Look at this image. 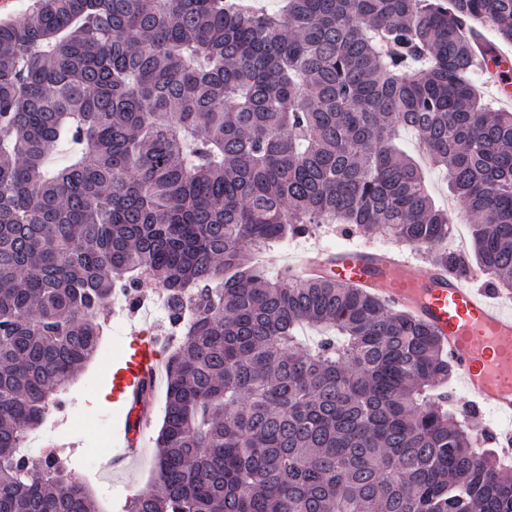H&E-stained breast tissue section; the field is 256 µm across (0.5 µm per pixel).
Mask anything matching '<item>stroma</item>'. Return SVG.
Here are the masks:
<instances>
[{
  "instance_id": "35a3bbf8",
  "label": "stroma",
  "mask_w": 512,
  "mask_h": 512,
  "mask_svg": "<svg viewBox=\"0 0 512 512\" xmlns=\"http://www.w3.org/2000/svg\"><path fill=\"white\" fill-rule=\"evenodd\" d=\"M360 242V237L339 225L321 224L307 237L276 246L269 254L266 269L275 274L317 250H336ZM101 316L106 329L96 355L63 394L62 405L50 406L44 424L31 439L33 447H54L70 459L74 473L85 475L101 512H122L126 498L153 481L155 439L164 416L166 381L158 379L148 401L151 426L138 442V453L116 467L112 464V424L116 418L125 416L128 408L108 398L112 371L122 359L124 345L135 333L156 338L162 355L166 356L178 332L171 325L156 289L139 296H115Z\"/></svg>"
}]
</instances>
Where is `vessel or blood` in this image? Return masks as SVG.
<instances>
[{"label": "vessel or blood", "instance_id": "b4317fda", "mask_svg": "<svg viewBox=\"0 0 512 512\" xmlns=\"http://www.w3.org/2000/svg\"><path fill=\"white\" fill-rule=\"evenodd\" d=\"M288 273L329 275L376 291L389 305L427 322L439 332L471 405L512 418V312L498 303L492 290L473 287L471 278L444 269L417 268L400 249L320 250L289 267ZM158 360L155 341H132L112 374L113 401L148 397Z\"/></svg>", "mask_w": 512, "mask_h": 512}]
</instances>
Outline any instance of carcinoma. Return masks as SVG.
<instances>
[{
  "label": "carcinoma",
  "instance_id": "carcinoma-1",
  "mask_svg": "<svg viewBox=\"0 0 512 512\" xmlns=\"http://www.w3.org/2000/svg\"><path fill=\"white\" fill-rule=\"evenodd\" d=\"M485 24L512 43V0H32L0 23V512H98L66 461L18 448L143 277L182 337L156 477L124 512H512V474L436 393L454 365L434 328L255 258L345 224L466 277L457 220L512 293V112L473 82L498 63L474 53ZM428 180L436 202L444 207H449L456 213L459 204L448 199V185L445 174L442 171L429 170Z\"/></svg>",
  "mask_w": 512,
  "mask_h": 512
}]
</instances>
